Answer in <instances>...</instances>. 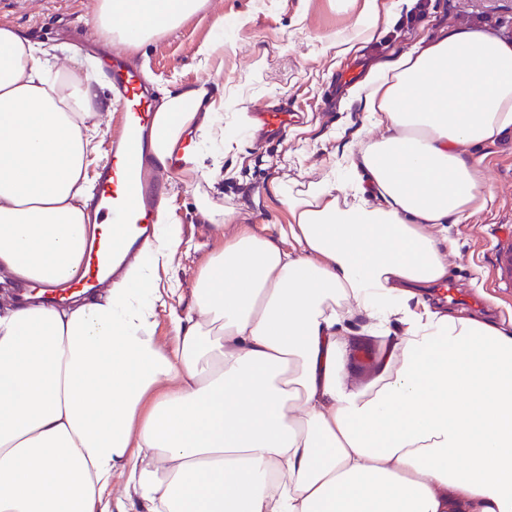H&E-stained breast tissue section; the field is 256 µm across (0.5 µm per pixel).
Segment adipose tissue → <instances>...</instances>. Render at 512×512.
<instances>
[{"label": "adipose tissue", "instance_id": "obj_1", "mask_svg": "<svg viewBox=\"0 0 512 512\" xmlns=\"http://www.w3.org/2000/svg\"><path fill=\"white\" fill-rule=\"evenodd\" d=\"M209 0H94L137 50ZM0 22V282L75 278L107 101L81 46ZM204 90L165 94L153 152L221 128ZM355 95L381 135L287 191L292 248L241 230L159 342L164 222L121 282L66 306H0V512H512V325L428 305L448 227L485 201L480 146L512 129V40L457 27L378 63ZM398 328L375 385L340 384L339 332Z\"/></svg>", "mask_w": 512, "mask_h": 512}]
</instances>
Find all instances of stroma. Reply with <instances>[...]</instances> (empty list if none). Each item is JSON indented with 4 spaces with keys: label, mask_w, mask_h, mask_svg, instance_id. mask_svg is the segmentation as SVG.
I'll list each match as a JSON object with an SVG mask.
<instances>
[{
    "label": "stroma",
    "mask_w": 512,
    "mask_h": 512,
    "mask_svg": "<svg viewBox=\"0 0 512 512\" xmlns=\"http://www.w3.org/2000/svg\"><path fill=\"white\" fill-rule=\"evenodd\" d=\"M93 0H0V22L20 28L48 44H80L96 49V35L85 23ZM391 22L371 38L358 41L354 53L341 55L337 42L351 38L363 0H209L178 30L136 52L154 72L160 89L205 86L206 100L223 101L224 129L233 138L223 150V173L209 178L210 158L199 172L173 174L169 219L183 227V249L174 276L179 293L158 314L156 334L169 341L171 315L183 311L201 268L221 249L218 229L202 221L200 197L224 209L247 214L245 229L277 234L289 221L287 207L267 191L273 179H317L340 161L336 149L352 139L380 136L351 90L370 65L400 54L423 39L452 27H470L512 40V0H387ZM223 19L216 32L215 19ZM222 36L224 46L210 60L199 48ZM274 107L302 113L286 134H259L251 116ZM483 174L486 205L460 224L448 227V284L452 297L442 305L455 313L498 320L512 314V279L499 255L512 245V133L476 151ZM391 339L354 327L341 338V383L351 391L371 387L375 379L363 364L386 353Z\"/></svg>",
    "instance_id": "stroma-1"
}]
</instances>
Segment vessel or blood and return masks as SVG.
<instances>
[{"mask_svg":"<svg viewBox=\"0 0 512 512\" xmlns=\"http://www.w3.org/2000/svg\"><path fill=\"white\" fill-rule=\"evenodd\" d=\"M109 76L118 98L111 135L114 160L98 169L89 209L96 221L110 220L112 235L90 243L78 279L42 286L43 298L54 304H67L74 294H88L103 287L111 267L153 241L167 206V185L151 146L155 90L143 70L119 49L112 53ZM131 197L136 200L132 206L127 203Z\"/></svg>","mask_w":512,"mask_h":512,"instance_id":"vessel-or-blood-1","label":"vessel or blood"}]
</instances>
